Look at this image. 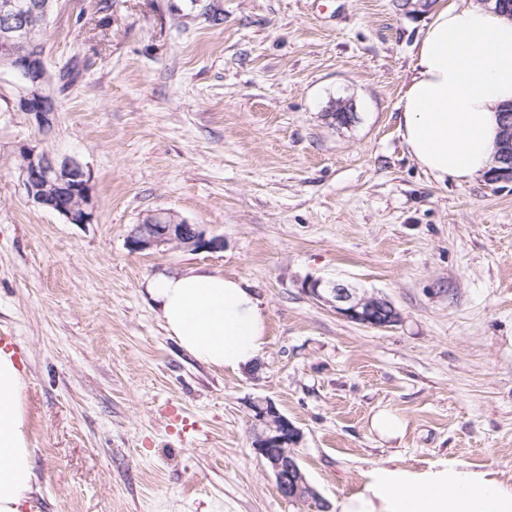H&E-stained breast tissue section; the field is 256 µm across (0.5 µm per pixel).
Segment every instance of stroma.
I'll return each mask as SVG.
<instances>
[{
	"label": "stroma",
	"instance_id": "stroma-1",
	"mask_svg": "<svg viewBox=\"0 0 512 512\" xmlns=\"http://www.w3.org/2000/svg\"><path fill=\"white\" fill-rule=\"evenodd\" d=\"M426 14L394 0H58L43 28L49 136L0 72V333L27 378L23 512H340L364 474L465 463L512 482V185L427 176L396 133ZM356 120L337 127L336 100ZM42 143L92 175L90 224L31 206L15 155ZM170 211L221 250L134 253ZM251 282L258 371L188 354L144 288L158 273ZM312 279L388 299L372 329ZM301 430L316 496L284 498L248 404ZM389 409L402 438L370 426Z\"/></svg>",
	"mask_w": 512,
	"mask_h": 512
}]
</instances>
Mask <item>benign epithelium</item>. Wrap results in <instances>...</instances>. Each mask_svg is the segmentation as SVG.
<instances>
[{
    "instance_id": "obj_1",
    "label": "benign epithelium",
    "mask_w": 512,
    "mask_h": 512,
    "mask_svg": "<svg viewBox=\"0 0 512 512\" xmlns=\"http://www.w3.org/2000/svg\"><path fill=\"white\" fill-rule=\"evenodd\" d=\"M55 0H0V58L5 69L16 74L17 111L30 116L39 133L52 131L56 101L49 89L45 65V44L31 30V20H48ZM336 126H349L355 120L351 101H339L329 112ZM500 137L487 180L512 183V106L501 109ZM18 170L28 201L38 208L61 215L70 224H91L95 219L90 172L71 156H58L38 146L23 145L17 154ZM135 253L163 247L198 252L224 247L220 237H209L199 224H190L171 212H154L136 225L127 236ZM306 292L329 305L343 319L375 329H385L400 321V313L387 299L358 294L346 285L312 279ZM252 447L272 472L280 494L292 501L309 499L312 488L298 463L296 448L302 433L268 399L249 402Z\"/></svg>"
}]
</instances>
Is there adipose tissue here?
Instances as JSON below:
<instances>
[{
    "label": "adipose tissue",
    "mask_w": 512,
    "mask_h": 512,
    "mask_svg": "<svg viewBox=\"0 0 512 512\" xmlns=\"http://www.w3.org/2000/svg\"><path fill=\"white\" fill-rule=\"evenodd\" d=\"M512 102V19L472 0H443L425 24L414 74L396 103L397 134L434 180L485 174ZM167 331L201 362L252 368L266 344L267 314L244 279L212 271L158 274L145 283ZM25 379L0 351V512H22L34 482ZM340 512H512V483L467 464L424 471L379 466Z\"/></svg>",
    "instance_id": "ef3b65f1"
}]
</instances>
